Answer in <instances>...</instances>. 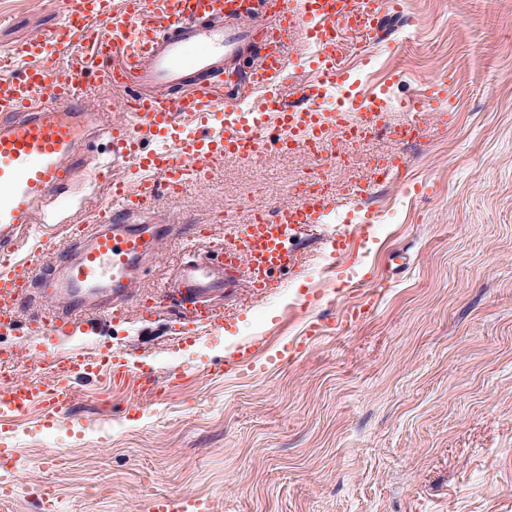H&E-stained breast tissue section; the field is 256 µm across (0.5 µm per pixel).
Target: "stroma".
I'll return each instance as SVG.
<instances>
[{"mask_svg": "<svg viewBox=\"0 0 512 512\" xmlns=\"http://www.w3.org/2000/svg\"><path fill=\"white\" fill-rule=\"evenodd\" d=\"M407 11L378 45L341 33L349 85L386 89L384 127L350 163L321 170L337 191L330 232L363 222L342 195L376 161L407 162L405 183L376 190L382 217L355 271L387 283L372 317L342 325L364 295L307 231L293 241L300 273L265 294L241 280L212 300L231 327L179 345L176 304L160 289L182 255L165 241L134 286L159 306L155 320L78 332L58 348L107 344L158 381L180 374L178 385L155 398L134 380H82L79 427L36 430L35 409L15 425L24 482L53 481L59 512H142L147 494L182 492L208 496L216 512H512V0H407ZM61 21L56 0H0V51ZM441 76L454 106L447 132L430 111L423 137L394 139L411 118L404 98ZM309 165L275 150L247 166L216 161L210 185L160 193L150 216L208 225L220 242L225 223L294 201ZM316 319L323 332L312 336ZM243 336L261 339L253 366L215 371ZM31 347L0 334L15 380L49 377ZM134 402L139 414L125 417ZM49 453L53 465L41 466Z\"/></svg>", "mask_w": 512, "mask_h": 512, "instance_id": "stroma-1", "label": "stroma"}]
</instances>
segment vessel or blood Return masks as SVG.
Segmentation results:
<instances>
[{"label": "vessel or blood", "instance_id": "vessel-or-blood-1", "mask_svg": "<svg viewBox=\"0 0 512 512\" xmlns=\"http://www.w3.org/2000/svg\"><path fill=\"white\" fill-rule=\"evenodd\" d=\"M60 26L35 34L0 52V331L25 330L35 336L34 352L47 366L44 384L14 382L0 387V494L22 492L10 432L14 422L40 407V428L70 422L73 382L104 377L127 383L134 371L127 353L105 346L94 353H60L56 342L74 334L87 311L105 321L128 320L130 313L152 321L156 305L134 298L131 285L144 265L158 262L160 244L172 237L168 224H147L142 214L160 190L181 195L190 185L212 177V161L234 157L255 162L270 146L297 147L314 162L301 182L298 198L272 213L254 212L248 223L231 226L220 248L222 259L189 253L176 268L173 286L187 324L223 329L229 322L209 300L247 277L252 288L276 287L275 273L299 268L296 233L323 223L329 194L319 168L335 156L336 139L361 145L365 134L337 126L326 104L348 69L338 41L351 30L381 41V21L405 13V0H57ZM303 40L317 47L307 61L314 79L298 83L296 102H287L281 80L288 69L285 49ZM263 49L261 64L240 76L233 60L244 49ZM113 58L103 82L119 91L112 107L124 114L112 121L109 108H89L82 86L85 69ZM76 64L60 67V60ZM258 95L257 106L238 97L239 83ZM225 87L216 97V87ZM448 83L437 78L429 98L408 96L403 106L410 122L396 136L410 141L425 132L423 111L429 101L447 100ZM97 131L110 146L112 161L125 165L123 177L108 178L105 168L81 154V131ZM157 148H147V141ZM406 164L393 156L378 166L372 181L350 191L361 204L386 182H404ZM103 181L107 201L84 203L82 216L49 221L38 205L45 198H67L74 187ZM372 221L342 226L331 242L337 258L356 265L369 240ZM34 244L30 267L12 262L23 245ZM57 294L66 306L21 320L34 295ZM258 342L239 341L225 356L231 371L251 365ZM144 512H215L211 498L157 493Z\"/></svg>", "mask_w": 512, "mask_h": 512}]
</instances>
